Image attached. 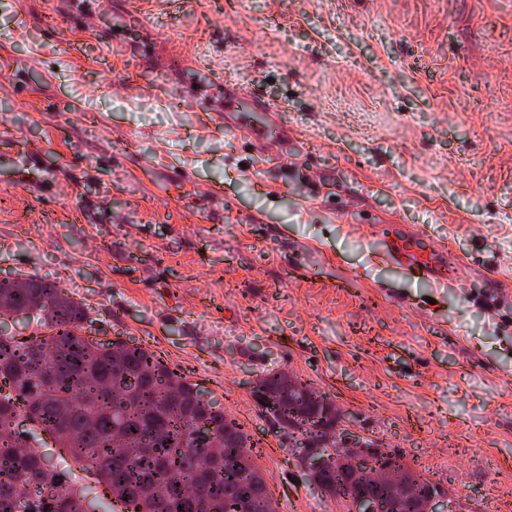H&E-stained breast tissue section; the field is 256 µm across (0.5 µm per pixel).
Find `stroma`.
Listing matches in <instances>:
<instances>
[{"label": "stroma", "instance_id": "1", "mask_svg": "<svg viewBox=\"0 0 512 512\" xmlns=\"http://www.w3.org/2000/svg\"><path fill=\"white\" fill-rule=\"evenodd\" d=\"M398 226L458 270L390 260ZM0 273L197 383L278 512L351 504L257 404L271 370L512 512V0H0Z\"/></svg>", "mask_w": 512, "mask_h": 512}]
</instances>
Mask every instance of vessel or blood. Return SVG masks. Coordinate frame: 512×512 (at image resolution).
Masks as SVG:
<instances>
[{
    "label": "vessel or blood",
    "mask_w": 512,
    "mask_h": 512,
    "mask_svg": "<svg viewBox=\"0 0 512 512\" xmlns=\"http://www.w3.org/2000/svg\"><path fill=\"white\" fill-rule=\"evenodd\" d=\"M387 255L391 260L417 269L434 280L443 278L448 270L447 246L425 239L404 226L393 233Z\"/></svg>",
    "instance_id": "vessel-or-blood-1"
}]
</instances>
